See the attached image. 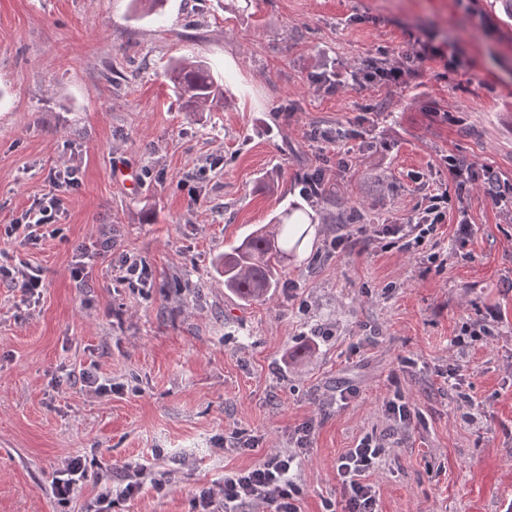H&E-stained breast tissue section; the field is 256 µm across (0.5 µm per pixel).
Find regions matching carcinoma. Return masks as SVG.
I'll return each instance as SVG.
<instances>
[{
    "instance_id": "obj_1",
    "label": "carcinoma",
    "mask_w": 512,
    "mask_h": 512,
    "mask_svg": "<svg viewBox=\"0 0 512 512\" xmlns=\"http://www.w3.org/2000/svg\"><path fill=\"white\" fill-rule=\"evenodd\" d=\"M169 79L188 112H203L223 98V88L202 60L175 61ZM313 223L314 215L293 204L231 246L214 261L224 288L245 303L266 300L278 288L279 263L300 249Z\"/></svg>"
}]
</instances>
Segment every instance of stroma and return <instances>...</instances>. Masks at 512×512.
Returning <instances> with one entry per match:
<instances>
[{
    "instance_id": "35a3bbf8",
    "label": "stroma",
    "mask_w": 512,
    "mask_h": 512,
    "mask_svg": "<svg viewBox=\"0 0 512 512\" xmlns=\"http://www.w3.org/2000/svg\"><path fill=\"white\" fill-rule=\"evenodd\" d=\"M422 40L461 64L417 59ZM181 57L208 63L223 102L183 109L167 76ZM380 58L406 84L353 80ZM449 154L512 183V26L490 0H166L158 16L0 0V249L43 282L28 301L0 283V512H84L127 475L140 491L114 512H197L308 422L301 512L340 500L338 459L367 434L384 439L368 477L380 512H512V214L481 184L457 192ZM65 165L64 239L8 237ZM317 167L324 203L300 193ZM442 192L446 223L410 252L333 221L344 204L371 232L406 224ZM293 203L319 223L273 297L241 302L214 257ZM104 238L111 251L83 260ZM127 256L144 286L123 281ZM478 323L489 336L458 355ZM397 394L416 411L407 430L385 410ZM77 456L87 476L59 502L52 482Z\"/></svg>"
}]
</instances>
